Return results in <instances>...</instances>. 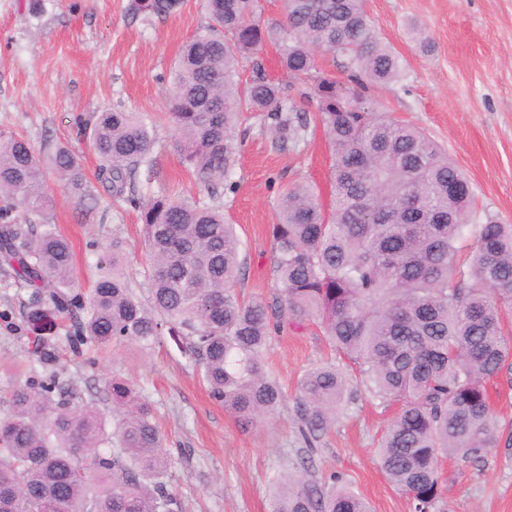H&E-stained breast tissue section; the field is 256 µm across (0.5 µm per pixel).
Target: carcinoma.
Wrapping results in <instances>:
<instances>
[{
    "label": "carcinoma",
    "instance_id": "obj_1",
    "mask_svg": "<svg viewBox=\"0 0 512 512\" xmlns=\"http://www.w3.org/2000/svg\"><path fill=\"white\" fill-rule=\"evenodd\" d=\"M183 0H132L145 17L177 12ZM209 23L183 46L170 71L172 145L208 199L165 193L138 197L159 175L151 118L105 109L91 140L97 179L140 211L151 307L136 298L122 268L121 242L100 247L98 276L78 291L73 247L50 215L63 192L82 194L85 174L60 142L47 155L0 131V260L29 290V321L50 312H84L73 346L135 342L154 346L165 332L184 336L211 396L248 428L278 414L285 395L263 367L269 336L283 319L316 325L355 366L367 392L399 410L378 448L382 470L412 503L432 512L443 491L445 457L476 462L496 443L498 422L487 384L512 387V224L488 216L470 223L472 192L459 168L424 133L366 108L369 84L404 77L399 56L377 34L366 0H285V19L265 22L258 0H201ZM275 48L290 75L312 76L295 96L269 79L256 59ZM340 56L353 110L339 111L342 87L314 75L315 58ZM251 61L252 76H242ZM316 100L315 118L306 102ZM252 113L281 147L305 141L310 123L330 153V202L309 183L277 204L270 235L274 303L234 291L242 242L212 187L233 180L237 130ZM473 234L468 269L458 243ZM25 384L11 390L0 417V512H179L164 481L172 459L152 406L127 381L113 379L112 419L78 400L60 381L55 348L34 340ZM340 365L311 368L298 384L296 418L308 444L343 410ZM268 512H372L348 487L302 474L270 480Z\"/></svg>",
    "mask_w": 512,
    "mask_h": 512
}]
</instances>
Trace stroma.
Returning a JSON list of instances; mask_svg holds the SVG:
<instances>
[{"label":"stroma","mask_w":512,"mask_h":512,"mask_svg":"<svg viewBox=\"0 0 512 512\" xmlns=\"http://www.w3.org/2000/svg\"><path fill=\"white\" fill-rule=\"evenodd\" d=\"M130 0H0V130L23 136L38 151L67 143L86 184L83 198L59 194L52 222L75 252L78 278L89 286L97 243L120 239L124 271L147 299L149 265L138 212L114 201L94 176L98 160L87 137L98 112L121 107L155 119L162 146L153 192L199 196L200 190L171 147L168 75L180 46L207 25L197 0L180 11L147 19L129 12ZM379 38L400 57L402 81L370 87L367 106L414 125L460 168L475 198L472 221L492 214L512 224V0H368ZM417 24L433 39L422 52L406 33ZM234 195L226 197L243 245L240 297L272 301L269 226L289 185L326 187L329 152L321 134L298 149L281 150L252 118L240 129ZM28 294L0 267V415L7 397L26 381L34 337L57 345L63 379L107 408L106 383H135L154 409L172 458L165 479L181 512H267L269 479L310 471L335 475L365 497L373 512H411L410 503L381 470L377 444L397 411L350 379L354 397L335 424L307 448L295 422L296 388L303 373L332 357L316 327L284 325L265 351L268 373L282 386L284 407L266 424L242 428L212 399L192 357L171 336L144 350L128 342L72 349L70 320L55 314L29 322ZM488 391L501 428L495 447L478 462L445 461L447 486L434 512H512V390Z\"/></svg>","instance_id":"1"}]
</instances>
